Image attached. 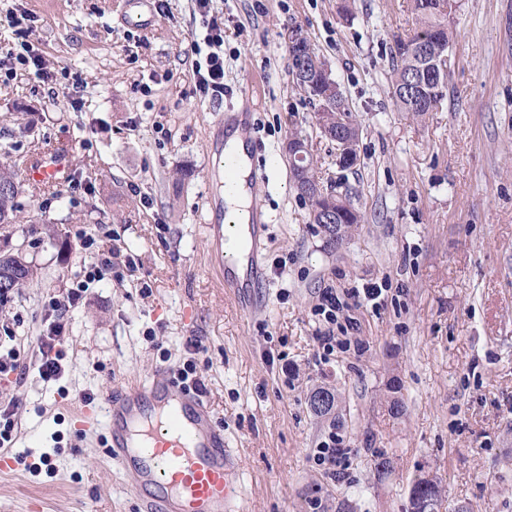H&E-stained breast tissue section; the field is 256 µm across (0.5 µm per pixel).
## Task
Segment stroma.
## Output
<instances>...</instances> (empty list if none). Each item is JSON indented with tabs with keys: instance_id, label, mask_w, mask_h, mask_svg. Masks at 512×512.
I'll return each instance as SVG.
<instances>
[{
	"instance_id": "1",
	"label": "stroma",
	"mask_w": 512,
	"mask_h": 512,
	"mask_svg": "<svg viewBox=\"0 0 512 512\" xmlns=\"http://www.w3.org/2000/svg\"><path fill=\"white\" fill-rule=\"evenodd\" d=\"M125 0H0V58L15 50L11 20L29 37L47 83L0 80V162L37 148L67 151L70 178L20 202L66 231L40 241L0 228V251L23 253L37 279L0 305V350L21 374L0 379L12 406L19 470L0 473V512H140L99 430L73 417L84 395L139 381L158 365L194 361L205 397L240 467L242 512H407L421 473L446 502L512 512V0H457L452 67L441 105L423 119L391 97L390 48L413 26L411 0H222L224 83L246 88L266 159L256 184L268 242V286L248 315L207 232L224 166L209 148L223 103L200 97L189 43L204 30L194 0H163L150 30L126 24ZM300 31L327 62L361 121L360 160L342 168L334 142L294 87L288 38ZM80 87H73V80ZM308 139L321 186L351 191L366 221L326 248L291 181L285 150ZM95 242L85 246L83 232ZM129 264L90 283L65 313V372L46 382L34 338L54 320L53 296L97 253ZM379 285L380 305L327 324L324 289ZM336 348L320 362L316 335ZM201 346L188 351L186 341ZM398 381L400 415L389 410ZM337 387L338 433L349 458L330 479L314 458L329 431L310 396ZM392 460L374 469L376 452Z\"/></svg>"
}]
</instances>
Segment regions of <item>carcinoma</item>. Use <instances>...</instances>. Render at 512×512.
Instances as JSON below:
<instances>
[{
    "mask_svg": "<svg viewBox=\"0 0 512 512\" xmlns=\"http://www.w3.org/2000/svg\"><path fill=\"white\" fill-rule=\"evenodd\" d=\"M453 5L448 0H412V11L415 15V28L412 33L394 39L395 48L391 49L392 76L391 87L392 97L396 106L402 112H407L417 118L428 112L434 111L446 96L447 82L431 90L421 91L418 89V56L415 54L413 45L416 42H425L434 49L444 50L450 47L453 32L448 22L449 9ZM296 88L304 94L308 102L317 106V111H330L328 122L331 129H336V111H341V119L352 125H357L356 116L346 105L340 107L325 108L322 99L324 88L317 86L310 88L299 82L295 83ZM21 193V181L18 173V166L10 163L0 164V225L17 224L21 218V207L18 196ZM319 208L339 209L344 212L343 221L346 231L356 224L364 222V214L356 209L350 194H326L321 200L311 204V210ZM29 222L33 224L32 232L42 235L48 241L54 243L65 236V232L59 229L56 224H44L35 217H30ZM34 269L31 263L27 262L19 254L0 253V279L9 281V286L0 290V303L6 301L10 294L15 293L33 280ZM326 395L329 405L325 408L314 410L315 415L325 416L329 414L339 400L338 391L335 388L319 387L311 395L310 402H316L321 395ZM411 512H441L445 508L439 485L437 481L428 474H422L415 478L409 493Z\"/></svg>",
    "mask_w": 512,
    "mask_h": 512,
    "instance_id": "carcinoma-1",
    "label": "carcinoma"
}]
</instances>
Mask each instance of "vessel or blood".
Listing matches in <instances>:
<instances>
[{
	"mask_svg": "<svg viewBox=\"0 0 512 512\" xmlns=\"http://www.w3.org/2000/svg\"><path fill=\"white\" fill-rule=\"evenodd\" d=\"M152 4L128 0L133 25L151 27ZM249 107L244 93L231 110L241 115L236 129L251 149L257 137L245 119ZM26 170L33 183L51 187L63 184L70 173L62 150L31 158ZM266 231L264 213L255 205L248 206L246 223L209 227L214 240H241L238 256L224 262V282L237 288L248 313L267 283L258 261ZM79 423L102 427L109 454L139 494L143 512H234L241 499L240 473L209 403L194 389L178 387L168 367H155L140 383L114 386L85 404Z\"/></svg>",
	"mask_w": 512,
	"mask_h": 512,
	"instance_id": "obj_1",
	"label": "vessel or blood"
}]
</instances>
